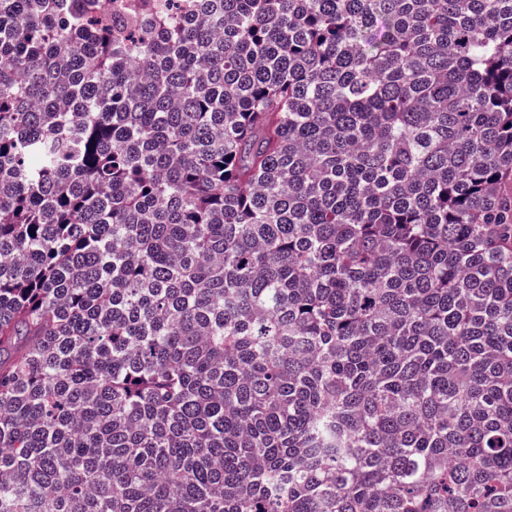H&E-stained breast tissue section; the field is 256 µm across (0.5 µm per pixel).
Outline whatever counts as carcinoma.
Masks as SVG:
<instances>
[{
  "instance_id": "1",
  "label": "carcinoma",
  "mask_w": 512,
  "mask_h": 512,
  "mask_svg": "<svg viewBox=\"0 0 512 512\" xmlns=\"http://www.w3.org/2000/svg\"><path fill=\"white\" fill-rule=\"evenodd\" d=\"M0 512H512V0H0Z\"/></svg>"
}]
</instances>
